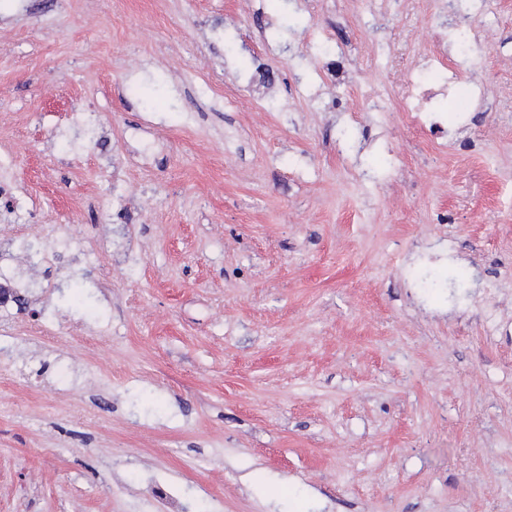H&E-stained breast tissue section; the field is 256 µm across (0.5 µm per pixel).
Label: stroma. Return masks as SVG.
Masks as SVG:
<instances>
[{
	"label": "stroma",
	"mask_w": 512,
	"mask_h": 512,
	"mask_svg": "<svg viewBox=\"0 0 512 512\" xmlns=\"http://www.w3.org/2000/svg\"><path fill=\"white\" fill-rule=\"evenodd\" d=\"M467 12L0 0V512H512V0L405 106Z\"/></svg>",
	"instance_id": "35a3bbf8"
}]
</instances>
